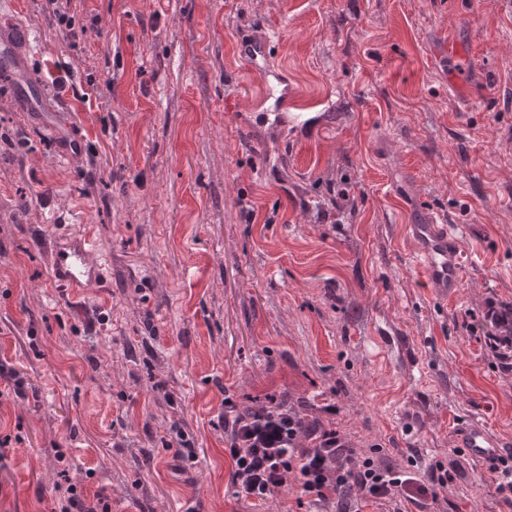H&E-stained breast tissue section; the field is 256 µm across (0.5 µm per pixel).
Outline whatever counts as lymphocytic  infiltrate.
<instances>
[{
    "mask_svg": "<svg viewBox=\"0 0 512 512\" xmlns=\"http://www.w3.org/2000/svg\"><path fill=\"white\" fill-rule=\"evenodd\" d=\"M483 340L501 370L512 372V303L487 301L481 316ZM224 452L231 461L229 482L237 498L277 512L275 495L296 479L309 501L335 512H350V492L361 506L400 492L410 503L437 497L454 477L441 463L426 469L397 471L365 458L352 465V448L338 431L284 404L243 408L224 400Z\"/></svg>",
    "mask_w": 512,
    "mask_h": 512,
    "instance_id": "obj_1",
    "label": "lymphocytic infiltrate"
}]
</instances>
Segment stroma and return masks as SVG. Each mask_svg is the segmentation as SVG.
Masks as SVG:
<instances>
[{"instance_id":"stroma-1","label":"stroma","mask_w":512,"mask_h":512,"mask_svg":"<svg viewBox=\"0 0 512 512\" xmlns=\"http://www.w3.org/2000/svg\"><path fill=\"white\" fill-rule=\"evenodd\" d=\"M45 6L0 0V367L27 381L0 396V512H53L66 478L112 512H252L224 399L269 395L354 463L454 476L366 512H512L455 450L476 422L512 453V374L468 330L512 302V0H79L76 39ZM246 35L306 124L267 121ZM416 209L459 228L453 295L419 275ZM84 229L110 273L77 299L45 240Z\"/></svg>"}]
</instances>
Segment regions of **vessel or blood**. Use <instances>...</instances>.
<instances>
[{"instance_id": "obj_1", "label": "vessel or blood", "mask_w": 512, "mask_h": 512, "mask_svg": "<svg viewBox=\"0 0 512 512\" xmlns=\"http://www.w3.org/2000/svg\"><path fill=\"white\" fill-rule=\"evenodd\" d=\"M239 51L250 70L263 78L266 97L272 102L274 124L301 125L307 122V114L299 110L298 95L288 90L287 75L271 65L267 43L245 38L240 42ZM407 232L419 248L417 269L420 275L440 293H455L460 278L458 238L453 227L426 214L414 219ZM96 248L95 239L87 231L53 242L50 257L56 277L78 293L98 284L104 276L105 265L92 260ZM457 440L459 447L467 449L479 460H486L496 453L479 426L461 428Z\"/></svg>"}]
</instances>
